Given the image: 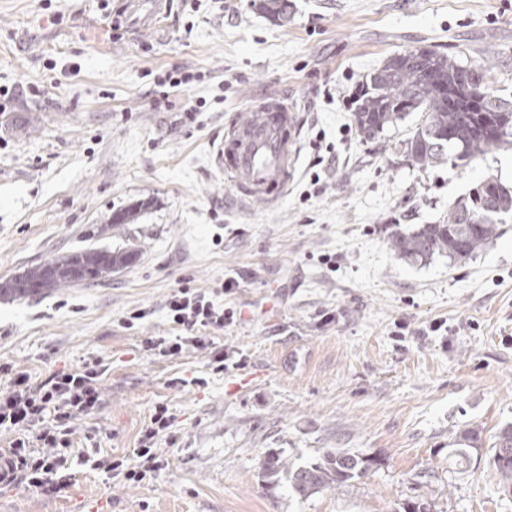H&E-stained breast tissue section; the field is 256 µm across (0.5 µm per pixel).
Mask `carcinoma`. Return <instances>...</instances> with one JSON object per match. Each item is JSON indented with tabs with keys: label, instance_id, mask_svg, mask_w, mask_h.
<instances>
[{
	"label": "carcinoma",
	"instance_id": "obj_1",
	"mask_svg": "<svg viewBox=\"0 0 512 512\" xmlns=\"http://www.w3.org/2000/svg\"><path fill=\"white\" fill-rule=\"evenodd\" d=\"M461 67L456 57L443 52L422 57L406 52L391 55L362 85L353 112L359 132L375 139L411 113H421L412 135L403 141L404 153L421 170L447 163L468 164L495 149L512 147V100L494 95L489 67L478 66L486 105L496 111V127L490 128L483 114L472 111L469 96L454 91ZM511 222L512 186L488 176L468 196L449 206L441 221L392 231L389 246L411 263H427L438 256L458 263L488 244L497 235L498 225ZM134 258L131 251L100 249L56 255L24 273L28 287L0 288V298L29 299L77 283L97 282ZM493 463L502 491L511 495L512 426L499 434ZM373 465V459L345 449L300 464L273 452L262 464V477L272 485L287 483L296 496L305 499L358 479Z\"/></svg>",
	"mask_w": 512,
	"mask_h": 512
}]
</instances>
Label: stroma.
<instances>
[{"mask_svg":"<svg viewBox=\"0 0 512 512\" xmlns=\"http://www.w3.org/2000/svg\"><path fill=\"white\" fill-rule=\"evenodd\" d=\"M117 6L0 0V280L66 252L135 254L109 279L0 300V365L37 380L108 367L66 484H0V512H512L491 461L512 425V223L456 265L388 244L486 177L511 186L512 148L422 171L402 147L420 113L373 140L352 116L369 74L424 46L489 66L512 99V0H288L282 19L261 0H167L147 31ZM271 96L297 105L296 171L277 203L242 202L216 149ZM178 288L238 316L211 349L160 357L145 345L177 335ZM160 403L161 470L133 483L93 469L129 454ZM465 429L478 443L463 458ZM339 448L375 464L306 499L261 476L269 452Z\"/></svg>","mask_w":512,"mask_h":512,"instance_id":"1","label":"stroma"}]
</instances>
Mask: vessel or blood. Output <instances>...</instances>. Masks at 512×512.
<instances>
[{
	"label": "vessel or blood",
	"mask_w": 512,
	"mask_h": 512,
	"mask_svg": "<svg viewBox=\"0 0 512 512\" xmlns=\"http://www.w3.org/2000/svg\"><path fill=\"white\" fill-rule=\"evenodd\" d=\"M161 0H124L125 11L135 14L142 26L155 25ZM259 119L238 118L225 128L219 159L224 174L240 199L278 201L293 176L299 153V120L295 103L287 98L263 101Z\"/></svg>",
	"instance_id": "obj_1"
}]
</instances>
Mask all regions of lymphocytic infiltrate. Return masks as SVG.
<instances>
[{
  "label": "lymphocytic infiltrate",
  "instance_id": "obj_1",
  "mask_svg": "<svg viewBox=\"0 0 512 512\" xmlns=\"http://www.w3.org/2000/svg\"><path fill=\"white\" fill-rule=\"evenodd\" d=\"M165 308L171 323L183 327L185 333L150 340V349L163 357L204 346L202 330L223 328L234 319L233 312L212 295L188 288L173 291ZM106 370L96 358L73 370L53 372L41 381L24 372L7 379L0 389V432L11 433L12 439L8 447L0 448V484L53 491L65 481L72 467L70 447L76 423L99 408ZM171 424L167 406L157 405L130 455L94 459L93 468L129 482L145 480L161 468L156 443Z\"/></svg>",
  "mask_w": 512,
  "mask_h": 512
}]
</instances>
